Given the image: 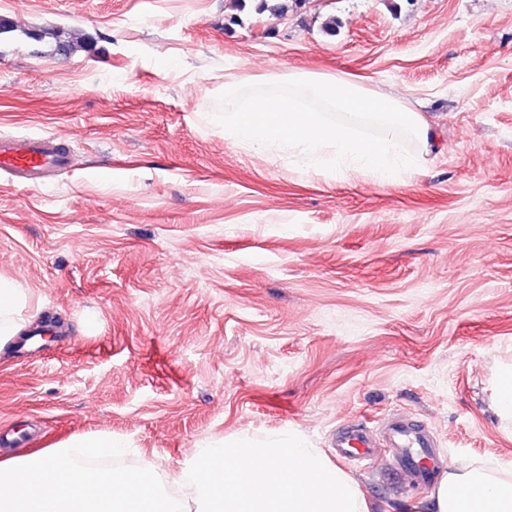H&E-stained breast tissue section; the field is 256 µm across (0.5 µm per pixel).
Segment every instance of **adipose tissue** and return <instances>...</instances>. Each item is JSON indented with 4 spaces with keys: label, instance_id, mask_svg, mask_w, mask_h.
Segmentation results:
<instances>
[{
    "label": "adipose tissue",
    "instance_id": "adipose-tissue-1",
    "mask_svg": "<svg viewBox=\"0 0 512 512\" xmlns=\"http://www.w3.org/2000/svg\"><path fill=\"white\" fill-rule=\"evenodd\" d=\"M488 410L512 422V365L500 366L484 389ZM407 512H512V468L499 461L449 465L433 490Z\"/></svg>",
    "mask_w": 512,
    "mask_h": 512
}]
</instances>
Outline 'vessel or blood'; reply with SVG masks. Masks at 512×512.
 <instances>
[{
	"instance_id": "obj_1",
	"label": "vessel or blood",
	"mask_w": 512,
	"mask_h": 512,
	"mask_svg": "<svg viewBox=\"0 0 512 512\" xmlns=\"http://www.w3.org/2000/svg\"><path fill=\"white\" fill-rule=\"evenodd\" d=\"M78 155L65 137L33 133L26 136L0 138V173L15 184L40 185L52 173L74 169ZM391 448L389 455L378 457L366 432L351 431L336 442V452L343 458L398 470L414 482L428 479L435 467L436 443L428 426L409 418L396 417L385 426Z\"/></svg>"
}]
</instances>
